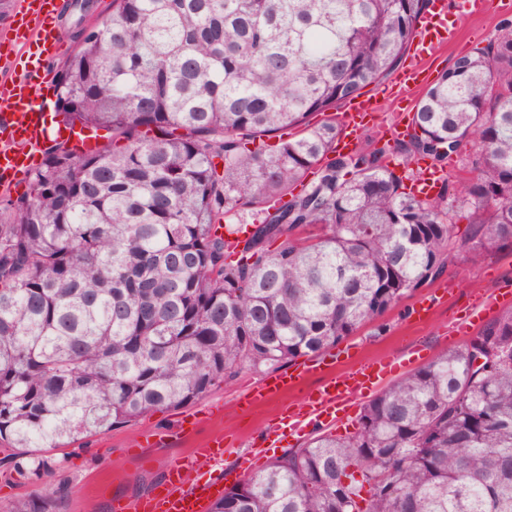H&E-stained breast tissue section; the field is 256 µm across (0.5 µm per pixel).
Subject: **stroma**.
Masks as SVG:
<instances>
[{
  "label": "stroma",
  "instance_id": "35a3bbf8",
  "mask_svg": "<svg viewBox=\"0 0 512 512\" xmlns=\"http://www.w3.org/2000/svg\"><path fill=\"white\" fill-rule=\"evenodd\" d=\"M506 18L512 19V10L504 11L501 0H487L481 14L460 15V34L435 59L434 71L449 69L458 56L487 45L497 36L500 21ZM506 282L512 284V248L475 258L458 252L431 286L418 288L379 321L365 324L332 347L331 353L339 358L343 369L350 363L390 353L401 359L418 354L424 361H431L452 349L448 329L461 310L472 301L495 297ZM432 289L445 291V298L427 315L417 316L419 300ZM264 379V374L245 369L232 382L193 405L157 410L88 441L47 451L45 472L38 478L17 474L7 459V449L0 447V512H11L18 502L35 495H52L59 489L64 492L60 512H114L115 506L131 504L151 494L172 464L186 460L191 449L214 434H224L229 442L224 466L219 469L201 460L195 462L187 472L189 484L238 474L240 455L254 448H263L261 463L269 465L283 451L322 433V426L310 425L295 435L282 437L278 447H266L265 440L275 430L285 405L300 403L303 395L296 392L254 408L243 406L241 396ZM192 414L199 419L195 432L186 438H171L179 421ZM146 431L163 436L164 445L142 446L141 435Z\"/></svg>",
  "mask_w": 512,
  "mask_h": 512
}]
</instances>
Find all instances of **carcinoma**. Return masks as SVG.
<instances>
[{"label": "carcinoma", "mask_w": 512, "mask_h": 512, "mask_svg": "<svg viewBox=\"0 0 512 512\" xmlns=\"http://www.w3.org/2000/svg\"><path fill=\"white\" fill-rule=\"evenodd\" d=\"M87 4L71 3L58 113L107 143H55L0 219L14 470L318 356L453 252L512 246L511 19L429 87L408 140L344 154L333 110L388 79L430 0H110L95 32ZM469 141L477 177L406 191L416 161L444 169ZM208 512H512V310Z\"/></svg>", "instance_id": "obj_1"}]
</instances>
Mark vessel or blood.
Listing matches in <instances>:
<instances>
[{
  "label": "vessel or blood",
  "instance_id": "b4317fda",
  "mask_svg": "<svg viewBox=\"0 0 512 512\" xmlns=\"http://www.w3.org/2000/svg\"><path fill=\"white\" fill-rule=\"evenodd\" d=\"M60 0H22L19 24L8 37L9 48L25 47L29 53L20 70L0 80V185L13 187L35 160L39 141L47 139L52 130V103L41 90L54 78L46 62L61 55L66 44L61 38L57 18ZM457 22L448 0H432L428 12L417 24V34L410 47V63L402 69L395 83L378 86L377 96L390 97L402 87H422L439 49L452 41ZM374 98L360 97L345 103L341 121L343 133L337 141L340 150L357 147L362 134L376 122ZM420 175L413 186L415 194L425 197L434 193L440 181L436 171L426 163L418 165ZM330 360L313 365H300L292 372L266 379L242 397L245 405L299 389L307 374L318 372L324 379L302 402L280 420L281 430L296 433L313 422H335L339 414L351 407L353 400L373 391L403 370L410 360L387 354L368 360L358 367L332 372ZM204 460L215 465L224 460V438L211 437L199 448L192 449L188 462L173 464L157 492L139 499L134 512H206L208 505L223 496L220 480H209L188 490L184 472L188 463Z\"/></svg>",
  "mask_w": 512,
  "mask_h": 512
}]
</instances>
